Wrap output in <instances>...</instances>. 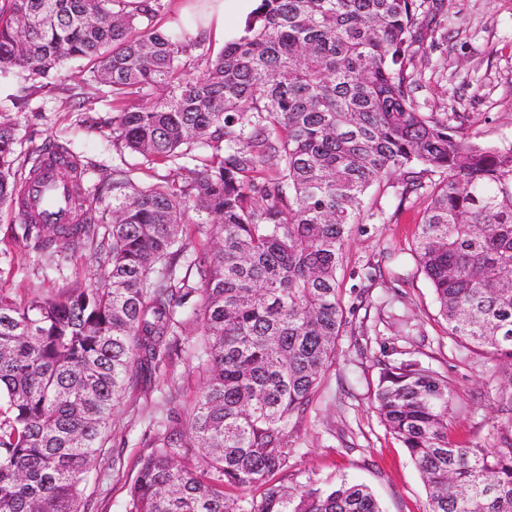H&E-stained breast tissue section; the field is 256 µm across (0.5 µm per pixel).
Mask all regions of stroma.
<instances>
[{
	"instance_id": "stroma-1",
	"label": "stroma",
	"mask_w": 512,
	"mask_h": 512,
	"mask_svg": "<svg viewBox=\"0 0 512 512\" xmlns=\"http://www.w3.org/2000/svg\"><path fill=\"white\" fill-rule=\"evenodd\" d=\"M425 57L414 98L421 111L467 116L482 143L512 146V0H443L425 22ZM84 68L74 62L59 71L53 93L31 96L25 109L13 106L23 82L0 77V113L19 124V153L43 141L62 138L95 164L93 183L111 203L112 163L116 158L108 123L112 110L96 104L74 111L68 94L84 84ZM375 215L356 225L346 247L339 279L346 304L355 308L350 328L337 340L336 359L307 411L288 427L292 448L288 485L314 480L334 485L352 480L369 485L384 512H426L420 472L405 448L386 430L372 401L384 346L414 352L423 365L448 380L452 410L448 434L456 440L492 445L500 423L503 369L490 355L453 342L446 333L432 286L421 271L415 234L421 203H399L394 191H371ZM18 212L0 206V293L16 300L58 295L77 281L97 276V266L73 255L61 267L47 264L33 243L21 237ZM382 269L366 284L365 264ZM366 288L363 303L354 290ZM185 339L178 358L162 365L150 384L127 390L112 411V426L88 477L91 512H126L129 487L146 453L142 434L165 413L171 385L179 387L181 413H188L201 381Z\"/></svg>"
}]
</instances>
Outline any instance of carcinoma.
I'll return each instance as SVG.
<instances>
[{
	"label": "carcinoma",
	"instance_id": "carcinoma-1",
	"mask_svg": "<svg viewBox=\"0 0 512 512\" xmlns=\"http://www.w3.org/2000/svg\"><path fill=\"white\" fill-rule=\"evenodd\" d=\"M159 0H0V75L36 91L72 61L112 107V215L90 163L49 140L24 160L0 121V205L51 261L88 247L100 280L0 295V512H89L86 481L125 390L194 334L188 423L145 438L128 512H382L372 490L285 484L288 426L351 324L337 277L371 188L426 203L416 257L448 335L505 367L512 412V146L422 112L414 62L434 0H259L194 75L206 39L156 27ZM139 158L131 164L125 154ZM70 221L26 213L47 165ZM176 164L179 177L143 175ZM217 252L196 256L186 214ZM195 329H190V326ZM382 351L374 408L423 477L427 512H512V418L497 442L448 437V381Z\"/></svg>",
	"mask_w": 512,
	"mask_h": 512
}]
</instances>
